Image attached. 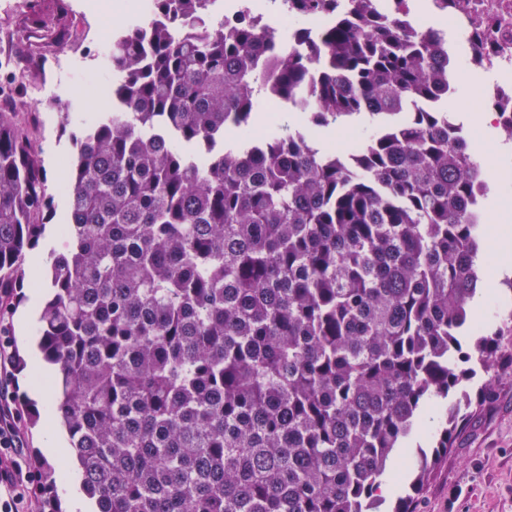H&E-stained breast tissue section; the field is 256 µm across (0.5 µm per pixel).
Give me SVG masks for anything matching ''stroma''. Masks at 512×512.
I'll list each match as a JSON object with an SVG mask.
<instances>
[{
    "label": "stroma",
    "instance_id": "35a3bbf8",
    "mask_svg": "<svg viewBox=\"0 0 512 512\" xmlns=\"http://www.w3.org/2000/svg\"><path fill=\"white\" fill-rule=\"evenodd\" d=\"M82 2L0 0V28L30 29V18L38 11L59 16L65 35L51 42L50 47L63 60L54 75L55 83L62 87L78 85L89 67L96 68L104 82L112 80V71L105 64L108 43L86 37L84 31L91 28L107 32L113 15L101 11L82 14ZM468 77V82L459 84L452 108L473 137L477 134L474 121L486 108L485 101L477 96L486 77L478 70L469 71ZM39 85L38 76L17 83L0 69V90H8L11 97L28 106L26 112L19 114L18 122L43 161L50 189L56 192L45 236L34 250L43 260L51 250L62 249L66 242L58 227L67 221L68 199L58 187L64 182L75 154L71 134L104 111L105 105L88 97L70 96L60 108L52 95L39 93ZM490 379L495 382L493 399L457 435L447 460L437 466L419 495L416 512H512V373L494 368L478 371L469 388L479 390ZM15 404L21 415H28L33 409L40 415L36 425L23 427L26 461L31 470L39 473L49 468L59 473L71 467L68 449H60L55 458L41 451L45 432L55 415L52 404H35L21 390L15 393Z\"/></svg>",
    "mask_w": 512,
    "mask_h": 512
}]
</instances>
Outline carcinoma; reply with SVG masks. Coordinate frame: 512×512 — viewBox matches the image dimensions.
<instances>
[{"mask_svg": "<svg viewBox=\"0 0 512 512\" xmlns=\"http://www.w3.org/2000/svg\"><path fill=\"white\" fill-rule=\"evenodd\" d=\"M363 2L288 0L337 16L286 56L251 14L203 21L208 0H152L112 32L111 105L75 138L39 317L96 512H381L394 453L438 401L458 395L436 462L492 396L462 388L473 364L512 369V313L489 333L470 319L488 184L439 105L453 62ZM301 91L313 126L385 123L355 151L300 130L224 148L259 99ZM17 115L0 109L5 307L52 209ZM433 469L392 512H415Z\"/></svg>", "mask_w": 512, "mask_h": 512, "instance_id": "carcinoma-1", "label": "carcinoma"}]
</instances>
